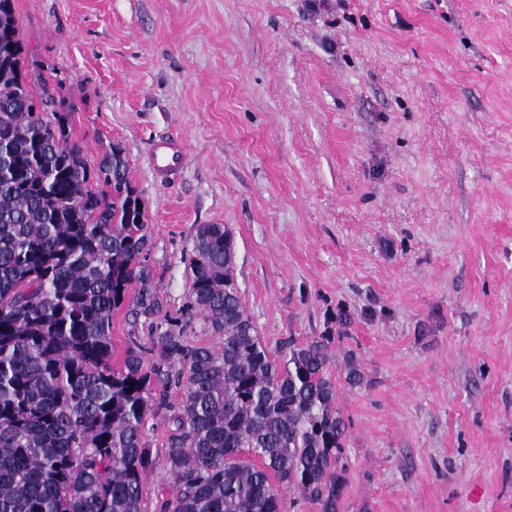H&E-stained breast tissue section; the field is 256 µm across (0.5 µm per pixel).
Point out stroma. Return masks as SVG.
Segmentation results:
<instances>
[{"mask_svg":"<svg viewBox=\"0 0 512 512\" xmlns=\"http://www.w3.org/2000/svg\"><path fill=\"white\" fill-rule=\"evenodd\" d=\"M71 142L128 161L180 316L230 228L269 347L332 337L339 512H512V0H14ZM189 161L157 177L156 140ZM361 381L349 385L344 367ZM163 420L146 512L164 484Z\"/></svg>","mask_w":512,"mask_h":512,"instance_id":"1","label":"stroma"}]
</instances>
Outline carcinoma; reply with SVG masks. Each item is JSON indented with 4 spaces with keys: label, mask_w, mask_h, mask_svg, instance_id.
Wrapping results in <instances>:
<instances>
[{
    "label": "carcinoma",
    "mask_w": 512,
    "mask_h": 512,
    "mask_svg": "<svg viewBox=\"0 0 512 512\" xmlns=\"http://www.w3.org/2000/svg\"><path fill=\"white\" fill-rule=\"evenodd\" d=\"M24 66L13 0H0V512H144V432L159 414L163 512H283L285 490L339 512L347 425L329 338L272 354L223 224L196 229L184 313L159 316L121 149L90 165L60 92L42 80L35 100ZM124 305L151 336L117 369L112 315ZM198 318L215 342L190 335Z\"/></svg>",
    "instance_id": "cac0c4a2"
}]
</instances>
